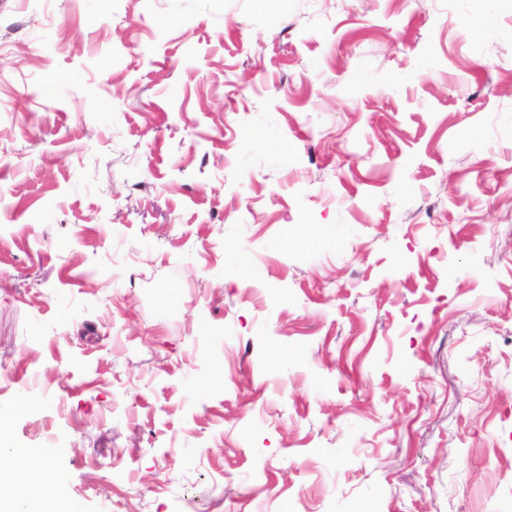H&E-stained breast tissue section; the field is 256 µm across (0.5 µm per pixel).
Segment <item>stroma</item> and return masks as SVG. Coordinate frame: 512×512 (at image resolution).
<instances>
[{
    "instance_id": "stroma-1",
    "label": "stroma",
    "mask_w": 512,
    "mask_h": 512,
    "mask_svg": "<svg viewBox=\"0 0 512 512\" xmlns=\"http://www.w3.org/2000/svg\"><path fill=\"white\" fill-rule=\"evenodd\" d=\"M0 420L82 512H512V0H0Z\"/></svg>"
}]
</instances>
